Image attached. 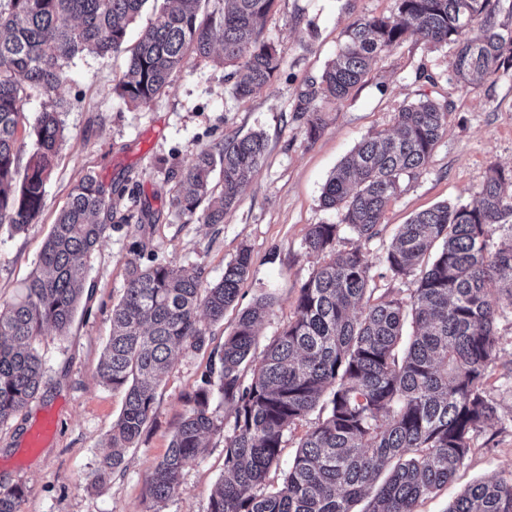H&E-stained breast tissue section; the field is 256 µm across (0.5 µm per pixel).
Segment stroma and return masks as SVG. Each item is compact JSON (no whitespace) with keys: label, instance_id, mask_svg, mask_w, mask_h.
Wrapping results in <instances>:
<instances>
[{"label":"stroma","instance_id":"obj_1","mask_svg":"<svg viewBox=\"0 0 512 512\" xmlns=\"http://www.w3.org/2000/svg\"><path fill=\"white\" fill-rule=\"evenodd\" d=\"M393 6V0H276L262 36L281 49V71L244 99L232 93L229 67L207 60L173 74L162 96L135 108L114 92L126 56L82 53L68 62L53 97L35 94L26 102L23 123L29 126L49 99L63 101L64 140L39 223L20 234L0 230V302L10 301L33 271L56 212L85 173L111 184L113 218L107 240L90 258L87 290L68 333L49 328L35 343L46 367L45 386L20 414L0 423V485L24 488L18 512H142L149 469L165 454L188 409L184 396L199 384L212 351L259 293L274 298L259 327L260 344L287 326L299 288L324 260L306 250L304 237L311 225L340 219L321 203L327 177L368 134L393 129L401 105L426 94L452 101L454 109L425 169L402 180L378 236L365 245L377 288L404 296L413 286L412 280L381 274L379 259L398 225L443 202L471 201L490 166L512 168V76L491 75L460 88L449 78L452 47L433 49L414 36L376 57L348 98L324 104L325 127L307 141L305 121L293 110L306 82L335 57L354 20L390 14ZM254 131L266 137L265 160L223 223L175 217L169 201L192 153ZM143 206L150 217L141 222ZM244 247L252 262L236 303L223 320L204 321L202 349L176 351L136 447L128 449L118 471L98 482L107 433L125 394L100 384L97 370L130 262L194 268L214 283ZM495 332L499 365L485 388L497 415L475 432L454 480L419 500L417 512H446L469 485L512 475V309L497 316ZM49 419L53 433L42 446L31 447L32 434ZM223 474L224 437L216 434L185 465L178 492L159 503L160 512H205Z\"/></svg>","mask_w":512,"mask_h":512}]
</instances>
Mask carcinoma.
I'll list each match as a JSON object with an SVG mask.
<instances>
[{"label": "carcinoma", "instance_id": "obj_1", "mask_svg": "<svg viewBox=\"0 0 512 512\" xmlns=\"http://www.w3.org/2000/svg\"><path fill=\"white\" fill-rule=\"evenodd\" d=\"M501 0H394L388 15L360 17L321 75L294 105L312 141L323 131L319 103L349 96L371 62L409 36L453 48L452 76L461 86L512 72V30L497 20ZM275 0H0V226L25 231L42 213L63 128L55 108L40 114L30 137L18 136L23 104L33 91L50 93L65 64L84 51L129 53L115 88L134 106H147L190 58L209 59L219 46L234 67L233 94L244 98L268 85L282 51L261 38ZM152 19L129 48L127 31L147 6ZM451 101L425 94L400 107L395 128L362 140L325 181L321 203L337 224H314L305 248L326 252L347 227L360 243L378 226L400 182L425 168L444 133ZM259 132L233 135L201 149L182 171L170 205L190 222L224 223L244 186L263 163ZM512 170L492 166L469 202L442 203L399 226L381 263L394 279L413 278L402 297L376 294L373 264L358 245L313 271L299 288L294 319L262 351L257 325L272 306L259 294L234 332L213 351L201 383L186 395L188 412L164 456L151 468L146 499L176 493L187 461L203 440L224 433V479L206 512H416L464 464L475 431L496 416L485 383L499 359L494 322L512 307ZM112 229V187L94 174L77 181L47 235L36 269L0 305V423L22 412L45 384L33 347L46 326L67 334L81 303L89 259ZM251 264L243 248L217 283L195 269L167 263L130 264L123 295L112 307V332L98 366L102 382L125 391L109 433L111 453L97 479L106 481L139 440L156 401L159 377L175 349L206 343L201 316L212 321L238 297ZM253 364L250 383L242 369ZM224 397L233 424L211 407ZM324 416L301 439L280 487L265 490L279 465L288 429L316 406ZM24 490H0V512H17ZM448 512H512V478L466 488Z\"/></svg>", "mask_w": 512, "mask_h": 512}]
</instances>
